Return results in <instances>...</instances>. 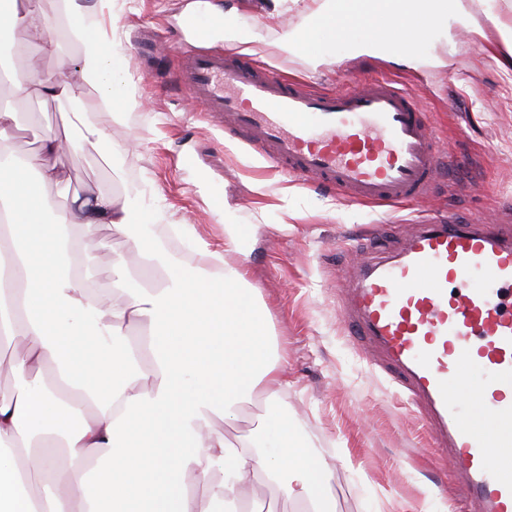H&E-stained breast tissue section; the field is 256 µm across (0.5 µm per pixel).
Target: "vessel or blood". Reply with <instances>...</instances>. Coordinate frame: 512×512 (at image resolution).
<instances>
[{"label":"vessel or blood","mask_w":512,"mask_h":512,"mask_svg":"<svg viewBox=\"0 0 512 512\" xmlns=\"http://www.w3.org/2000/svg\"><path fill=\"white\" fill-rule=\"evenodd\" d=\"M177 47L195 105L284 175L363 205L430 197L451 163L416 96L391 78L321 91L212 47L224 22L188 16ZM346 327L423 397L433 445L478 512H512V231L419 225L395 256L362 266Z\"/></svg>","instance_id":"b4317fda"}]
</instances>
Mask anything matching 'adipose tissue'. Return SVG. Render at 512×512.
Instances as JSON below:
<instances>
[{
    "label": "adipose tissue",
    "instance_id": "obj_1",
    "mask_svg": "<svg viewBox=\"0 0 512 512\" xmlns=\"http://www.w3.org/2000/svg\"><path fill=\"white\" fill-rule=\"evenodd\" d=\"M468 0H390L375 15L371 0H258L268 21L290 13L306 26L282 29L279 42L312 60L341 48L383 56L416 69L453 25L471 17ZM72 37L84 50L82 71L69 65L51 77L31 73L26 87L43 96L71 97L76 77L98 94L68 113L83 141L104 133L90 112L118 111L127 76L113 48L115 30L87 23L111 12L112 0H65ZM326 24L310 28V19ZM33 161L15 157L0 141V341L12 352L6 373L16 384L0 393V512H205L187 476L224 474V497L246 499L265 477L308 512H329L321 491L327 481L316 462L291 440L294 425L274 409L290 382L257 290L244 270L225 264L234 235L210 252L218 268L168 267L156 286L112 265L125 301L111 300L89 281L92 243L76 227L107 224L135 237L155 258L156 228L167 223L143 196H74L57 212L47 191L57 173L27 172ZM151 331L148 349L130 339L132 325ZM268 409L248 437L216 430L255 397ZM40 490H30L33 475Z\"/></svg>",
    "mask_w": 512,
    "mask_h": 512
}]
</instances>
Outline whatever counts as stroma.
I'll return each instance as SVG.
<instances>
[{"instance_id": "35a3bbf8", "label": "stroma", "mask_w": 512, "mask_h": 512, "mask_svg": "<svg viewBox=\"0 0 512 512\" xmlns=\"http://www.w3.org/2000/svg\"><path fill=\"white\" fill-rule=\"evenodd\" d=\"M190 2L117 0L127 103L122 112L88 119L128 140L129 148L114 154L103 143L45 157L60 177L48 188L57 208L66 209L76 195L120 199L139 190L213 249H223L224 226L233 224L239 248L224 259L244 267L259 290L291 382L278 407L330 472L323 493L335 512H474L446 460L430 447L420 402L392 380L370 342L349 336L339 304L351 285L347 273L370 260L378 244L398 249L417 224L440 214L482 224L512 210V69H501L459 25L451 43L432 47L438 65L418 71L345 50L337 60L313 61L283 50L278 28L265 30L248 62L322 90L396 78L424 100L455 156L452 176L440 177L430 200L361 205L282 175L211 118L187 111L172 47ZM34 5L46 27L26 35V48L16 54L20 70L49 75L61 63L78 65L80 45L56 39L58 0ZM21 100L27 114L9 133L16 155L39 154L49 137L76 136L65 120L72 103L35 92ZM189 154L195 166L184 164ZM85 235L108 255L90 271L95 287L112 291L114 256L141 281L162 276L163 266L146 263L130 235L106 224Z\"/></svg>"}]
</instances>
